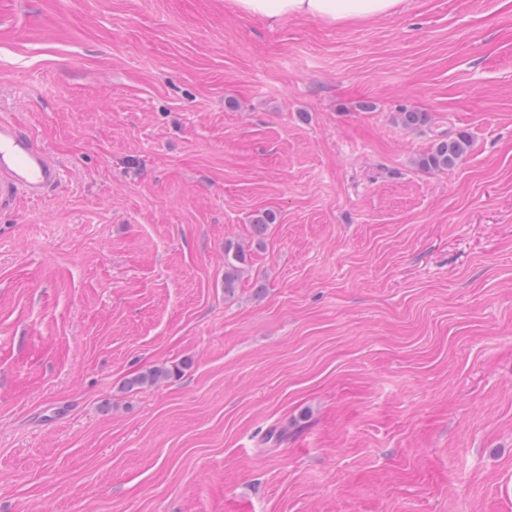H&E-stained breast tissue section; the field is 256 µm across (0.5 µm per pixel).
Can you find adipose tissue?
Masks as SVG:
<instances>
[{"label": "adipose tissue", "instance_id": "ef3b65f1", "mask_svg": "<svg viewBox=\"0 0 512 512\" xmlns=\"http://www.w3.org/2000/svg\"><path fill=\"white\" fill-rule=\"evenodd\" d=\"M403 0H232L240 13L270 22L311 17L332 23L379 18L395 12Z\"/></svg>", "mask_w": 512, "mask_h": 512}]
</instances>
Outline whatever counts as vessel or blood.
<instances>
[{"instance_id":"b4317fda","label":"vessel or blood","mask_w":512,"mask_h":512,"mask_svg":"<svg viewBox=\"0 0 512 512\" xmlns=\"http://www.w3.org/2000/svg\"><path fill=\"white\" fill-rule=\"evenodd\" d=\"M64 173L50 153L18 125L0 121V209L17 197L38 198L62 183Z\"/></svg>"}]
</instances>
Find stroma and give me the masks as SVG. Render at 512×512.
I'll return each instance as SVG.
<instances>
[{
  "mask_svg": "<svg viewBox=\"0 0 512 512\" xmlns=\"http://www.w3.org/2000/svg\"><path fill=\"white\" fill-rule=\"evenodd\" d=\"M0 119L67 174L0 211V512H512V0H0ZM237 11L272 23L311 17L332 23L379 18L395 12L403 0H231ZM470 139L464 132L454 137L440 139L417 160V166L427 171H447L468 152ZM247 265V251L240 245L224 247V294H234ZM180 371V367L175 365L172 367L158 366L145 372L127 382V386L131 388L152 386L158 382L175 377Z\"/></svg>",
  "mask_w": 512,
  "mask_h": 512,
  "instance_id": "stroma-1",
  "label": "stroma"
}]
</instances>
